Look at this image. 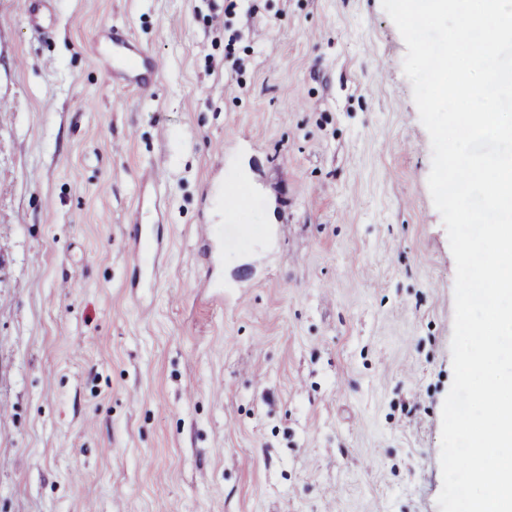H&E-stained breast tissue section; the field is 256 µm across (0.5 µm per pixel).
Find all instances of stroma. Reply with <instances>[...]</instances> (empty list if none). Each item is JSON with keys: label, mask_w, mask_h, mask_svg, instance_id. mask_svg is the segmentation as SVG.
<instances>
[{"label": "stroma", "mask_w": 512, "mask_h": 512, "mask_svg": "<svg viewBox=\"0 0 512 512\" xmlns=\"http://www.w3.org/2000/svg\"><path fill=\"white\" fill-rule=\"evenodd\" d=\"M0 0V512H440L456 266L381 0ZM130 29L163 61L124 90ZM167 220L141 287L126 215ZM239 244L205 288L198 225ZM112 80L122 86L146 92L160 72V61L140 49L131 34L124 29L112 28ZM148 206L157 218V224L164 222L166 204L159 183L151 170H145L138 180V203L129 213L127 224H133L135 248L133 259L137 266L147 265L151 261V277L156 273V256L158 245L154 246L150 231L141 223V210Z\"/></svg>", "instance_id": "obj_1"}]
</instances>
